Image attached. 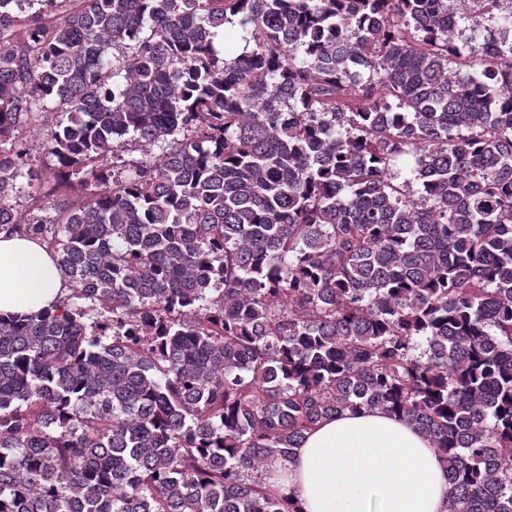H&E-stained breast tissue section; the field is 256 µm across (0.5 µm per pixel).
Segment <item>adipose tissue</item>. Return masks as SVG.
<instances>
[{
	"label": "adipose tissue",
	"instance_id": "1",
	"mask_svg": "<svg viewBox=\"0 0 512 512\" xmlns=\"http://www.w3.org/2000/svg\"><path fill=\"white\" fill-rule=\"evenodd\" d=\"M66 280L36 240L0 233V315L36 313L64 296ZM271 480L303 512H445L448 483L436 448L381 411L324 421Z\"/></svg>",
	"mask_w": 512,
	"mask_h": 512
}]
</instances>
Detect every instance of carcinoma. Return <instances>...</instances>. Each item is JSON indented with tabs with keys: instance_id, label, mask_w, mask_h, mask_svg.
<instances>
[{
	"instance_id": "carcinoma-1",
	"label": "carcinoma",
	"mask_w": 512,
	"mask_h": 512,
	"mask_svg": "<svg viewBox=\"0 0 512 512\" xmlns=\"http://www.w3.org/2000/svg\"><path fill=\"white\" fill-rule=\"evenodd\" d=\"M452 2L0 0V232L68 282L0 316V512H300L363 410L512 512V9ZM22 137L28 148L30 166L41 172L43 177H52L55 162L45 153L42 141L32 137L29 133ZM12 204L25 217L34 214L44 218L53 216L56 199L40 198L39 185L35 182L32 187H25L22 193L14 197Z\"/></svg>"
}]
</instances>
